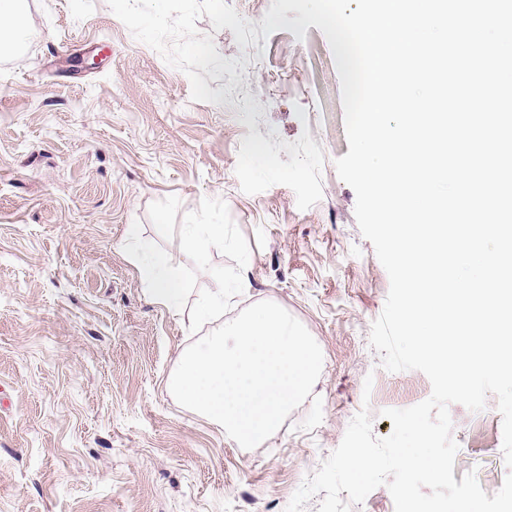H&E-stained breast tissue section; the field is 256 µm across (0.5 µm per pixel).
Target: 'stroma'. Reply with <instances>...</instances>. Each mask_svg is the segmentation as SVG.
<instances>
[{
	"instance_id": "1",
	"label": "stroma",
	"mask_w": 512,
	"mask_h": 512,
	"mask_svg": "<svg viewBox=\"0 0 512 512\" xmlns=\"http://www.w3.org/2000/svg\"><path fill=\"white\" fill-rule=\"evenodd\" d=\"M272 0H28L0 52V512H285L369 407L429 397L369 346L389 277L336 171L349 151L326 36L263 35ZM95 60L85 69L81 60ZM186 224H220L206 258ZM183 274L184 312L144 295L135 253ZM224 314L193 321L217 284ZM272 301L323 354L313 392L246 450L170 390L182 351ZM371 393H364L366 376ZM453 476L508 471L495 395L449 407Z\"/></svg>"
}]
</instances>
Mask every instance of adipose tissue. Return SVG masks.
Wrapping results in <instances>:
<instances>
[{"mask_svg":"<svg viewBox=\"0 0 512 512\" xmlns=\"http://www.w3.org/2000/svg\"><path fill=\"white\" fill-rule=\"evenodd\" d=\"M137 263L150 300L173 312H182L185 294L182 275L168 257L144 248L137 254Z\"/></svg>","mask_w":512,"mask_h":512,"instance_id":"adipose-tissue-1","label":"adipose tissue"}]
</instances>
